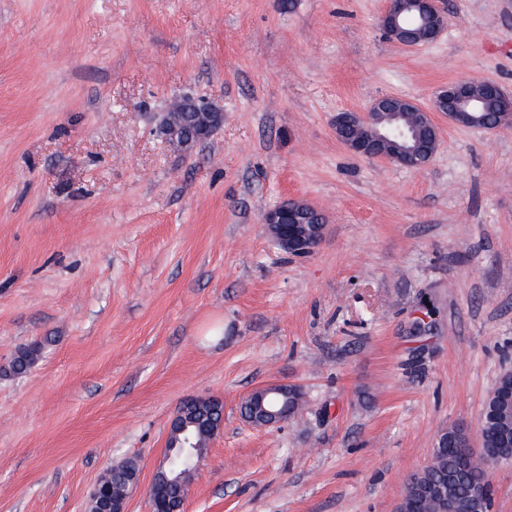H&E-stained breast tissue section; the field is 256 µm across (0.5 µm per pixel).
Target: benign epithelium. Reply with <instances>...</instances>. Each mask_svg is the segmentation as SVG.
Masks as SVG:
<instances>
[{"instance_id":"7a95c632","label":"benign epithelium","mask_w":512,"mask_h":512,"mask_svg":"<svg viewBox=\"0 0 512 512\" xmlns=\"http://www.w3.org/2000/svg\"><path fill=\"white\" fill-rule=\"evenodd\" d=\"M400 8H388L382 17V28L388 39L406 47L434 42L443 31L445 15L439 0H396ZM441 112L454 124L497 131L512 127V96L490 82L458 81L438 91L430 107L419 106L407 99L386 95L375 99L367 112H338L332 120L336 138L352 154L382 159L409 169H421L434 156L439 143V130L433 113ZM224 121V113L210 106L184 100L161 114L157 132L174 149L189 151L206 139ZM268 234L290 255L298 258L315 253L326 235V219L317 208L288 198L263 215ZM300 386L288 382L270 383L249 391L242 399V420L252 428H271L285 423L287 413L281 407L266 404L272 395L288 396ZM470 463L479 473L472 497L481 503L490 495L484 475V457L475 454ZM140 480V471L125 490L112 493L97 482L92 495L112 509L103 512H125L127 498ZM428 502H438V512H456V503L442 492L429 487L420 490Z\"/></svg>"}]
</instances>
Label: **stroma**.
<instances>
[{"instance_id": "stroma-1", "label": "stroma", "mask_w": 512, "mask_h": 512, "mask_svg": "<svg viewBox=\"0 0 512 512\" xmlns=\"http://www.w3.org/2000/svg\"><path fill=\"white\" fill-rule=\"evenodd\" d=\"M389 0H0V512H88L139 459L148 512L169 421L224 401L184 512H395L512 370V129L449 125L424 169L350 154L331 120L452 80L512 95V0H440L426 46ZM224 113L190 153L157 116ZM327 217L284 252L262 216ZM431 314L429 332L413 326ZM45 347L13 375L16 353ZM298 413L256 430L252 388ZM401 3L398 11L391 8V3ZM416 19V25L405 28L404 16ZM445 15L438 0H396L390 5L382 17V28L388 39L406 47H418L434 42L443 31ZM268 234L290 255L311 256L326 235V219L317 208L288 198L263 215ZM301 391L300 386L288 382L270 383L249 391L240 403V416L252 428H271L285 423L288 413L281 407L266 404V399L272 395H283L288 398V391ZM244 409L243 416L241 409Z\"/></svg>"}]
</instances>
